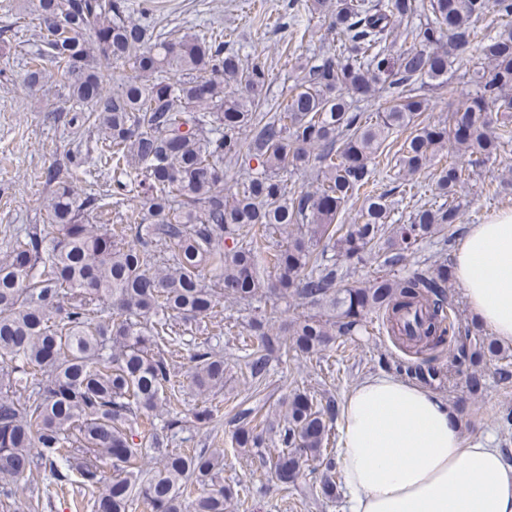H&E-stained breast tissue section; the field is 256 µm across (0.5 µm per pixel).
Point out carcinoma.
Returning <instances> with one entry per match:
<instances>
[{
	"instance_id": "obj_1",
	"label": "carcinoma",
	"mask_w": 512,
	"mask_h": 512,
	"mask_svg": "<svg viewBox=\"0 0 512 512\" xmlns=\"http://www.w3.org/2000/svg\"><path fill=\"white\" fill-rule=\"evenodd\" d=\"M39 21L37 49L25 81L43 88L55 79L70 107L47 100L44 111L66 121L75 148L64 169L47 172L42 223L17 228L0 256V512H20L14 481L35 465L59 483L87 493L94 512H227L235 492L224 484V454L205 448L163 453L161 466L138 465L142 448H160L153 414L183 429V382L172 371L179 337L204 333L223 314V300L248 302L267 292L296 297L315 312L271 335L280 319L248 324L247 366L261 381L271 361L311 358L368 332L371 315L408 352L428 357L457 341L448 269L385 272L366 285L349 282L350 264L374 249L396 254L444 232L459 219L457 187L465 169L446 161L436 174L443 203L414 207L394 224L391 191L380 188L386 141L410 134L397 150L395 177L429 167L453 141L477 155V166L512 143V0H313L328 19L336 49L301 65L287 100L271 106L273 73L253 50L245 64L228 48L233 32L203 27L181 36L146 18L135 0H27ZM426 15L412 45L391 53L394 28ZM484 60L479 66L473 56ZM129 68L112 90L102 65ZM467 65L475 93L436 123L421 118L427 100L415 85L448 84ZM385 87L394 104L375 117L348 98ZM97 132V162L112 169V189L78 190L90 174L82 140ZM242 171L224 195V162ZM302 171L310 191H288ZM359 222L344 235L336 224L359 196ZM138 204L112 218L108 199ZM96 215L99 226L85 224ZM297 226L288 244L265 247L272 228ZM211 277H205V273ZM459 342V341H457ZM512 349L477 329L456 346L466 385L482 393V364L512 384ZM190 385L199 395L224 390V357L197 342ZM280 449L270 461L277 479L298 480L322 460V496L335 497L336 462L323 455L339 409L296 389L278 404ZM241 423L232 443L263 447L261 409ZM197 428L215 431L213 409L192 413Z\"/></svg>"
}]
</instances>
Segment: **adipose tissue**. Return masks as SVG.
<instances>
[{
	"label": "adipose tissue",
	"instance_id": "ef3b65f1",
	"mask_svg": "<svg viewBox=\"0 0 512 512\" xmlns=\"http://www.w3.org/2000/svg\"><path fill=\"white\" fill-rule=\"evenodd\" d=\"M454 270L479 319L512 342V213L470 225ZM447 402L396 376L360 381L341 405L348 512H512V462L464 445Z\"/></svg>",
	"mask_w": 512,
	"mask_h": 512
}]
</instances>
